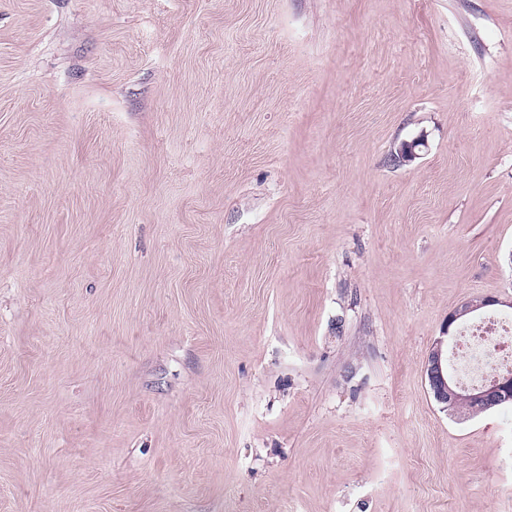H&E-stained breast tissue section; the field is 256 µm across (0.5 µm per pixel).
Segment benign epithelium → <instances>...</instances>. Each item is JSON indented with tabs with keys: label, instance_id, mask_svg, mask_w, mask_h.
I'll return each mask as SVG.
<instances>
[{
	"label": "benign epithelium",
	"instance_id": "7a95c632",
	"mask_svg": "<svg viewBox=\"0 0 512 512\" xmlns=\"http://www.w3.org/2000/svg\"><path fill=\"white\" fill-rule=\"evenodd\" d=\"M505 307L512 310V298L502 300L498 297H486L478 303L465 302L448 314L441 336L434 340L425 370L427 382L435 400L446 410L449 406L464 402L471 414L473 409H489L493 406L512 403V373H497L480 384L465 385L459 383L448 368V344L454 338L460 321L476 315L480 309Z\"/></svg>",
	"mask_w": 512,
	"mask_h": 512
}]
</instances>
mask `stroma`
Returning a JSON list of instances; mask_svg holds the SVG:
<instances>
[{
	"label": "stroma",
	"mask_w": 512,
	"mask_h": 512,
	"mask_svg": "<svg viewBox=\"0 0 512 512\" xmlns=\"http://www.w3.org/2000/svg\"><path fill=\"white\" fill-rule=\"evenodd\" d=\"M488 296L512 0H0V512H512ZM505 307L512 310V298L485 297L478 303L464 302L448 314L441 336L434 340L425 370L427 382L435 400L442 409L457 402L468 405V411H455L460 416L471 415L472 409H487L512 403V373H492L512 369V318L491 316L466 326L458 336L451 355L466 358L461 364L460 376L466 383L484 380L480 384L459 383L448 368V344L454 338L460 321L475 316L480 309ZM507 344V348L502 345ZM477 413V414H479Z\"/></svg>",
	"instance_id": "1"
}]
</instances>
